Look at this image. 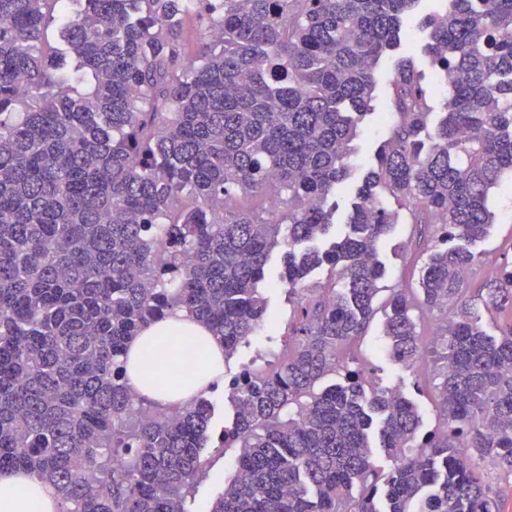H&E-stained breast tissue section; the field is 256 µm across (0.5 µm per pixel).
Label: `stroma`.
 <instances>
[{"label":"stroma","instance_id":"35a3bbf8","mask_svg":"<svg viewBox=\"0 0 512 512\" xmlns=\"http://www.w3.org/2000/svg\"><path fill=\"white\" fill-rule=\"evenodd\" d=\"M391 74L390 65H383L378 74V86L372 102L373 113L359 124L356 152L352 162L358 171H366L375 162V154L385 139L388 121L383 120L384 93ZM499 200L492 208L496 222L487 237L476 243L478 263L469 273L471 289H478L484 282L499 273L501 266L512 261V188L502 187ZM418 227L414 224L395 225L392 233L379 246L378 258L385 267L386 275L380 281L379 302H386L392 289L415 288L425 256L418 243ZM267 299L270 330H263L249 337L237 349L224 367L225 378H232L241 369L269 370L278 365L290 344L289 326L293 319V304L284 288L263 287ZM382 316H375L364 335L344 351L349 368L362 371L367 384L391 387L414 401L423 418V432L436 430L443 420L436 396L440 382L439 368L431 358H423L413 366L396 362L390 355L382 336ZM215 407L211 441L202 457L205 466L193 487L185 493V512H207L211 502L223 491L224 478L232 471L237 448L223 447L220 431L232 418V407L225 387L210 392Z\"/></svg>","mask_w":512,"mask_h":512}]
</instances>
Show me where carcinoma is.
<instances>
[{
    "label": "carcinoma",
    "instance_id": "obj_1",
    "mask_svg": "<svg viewBox=\"0 0 512 512\" xmlns=\"http://www.w3.org/2000/svg\"><path fill=\"white\" fill-rule=\"evenodd\" d=\"M82 2L71 15L65 0H0V476L50 483L58 512H184L214 404L153 411L121 358L176 309L232 357L266 322L279 248L296 339L274 369L233 378L221 440L240 454L209 512H500L482 464L512 473V323L495 338L482 313L512 307V264L475 295L468 273L490 193L512 182V0H441L425 16L448 95L435 107L425 71L397 57L393 121L360 178L378 65L422 0ZM49 3L61 48L46 59ZM192 7L213 40L194 61ZM243 194L284 211L260 220L232 206ZM403 219L435 233L420 240V304L392 289V357L420 359L418 320L454 310L438 330L444 422L426 434L414 402L340 362L376 314L377 248ZM324 264L332 281L306 294Z\"/></svg>",
    "mask_w": 512,
    "mask_h": 512
}]
</instances>
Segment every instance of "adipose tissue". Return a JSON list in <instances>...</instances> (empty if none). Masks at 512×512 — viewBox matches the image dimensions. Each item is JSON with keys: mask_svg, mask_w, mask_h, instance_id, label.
Segmentation results:
<instances>
[{"mask_svg": "<svg viewBox=\"0 0 512 512\" xmlns=\"http://www.w3.org/2000/svg\"><path fill=\"white\" fill-rule=\"evenodd\" d=\"M174 342L190 346L202 342L206 349L187 360L169 352L168 346ZM223 374L224 356L219 341L181 310L167 313L129 344V385L137 393L163 403L188 404L208 383L222 380ZM22 494L35 495L42 505L40 512H53V487L23 471L0 477V512H17Z\"/></svg>", "mask_w": 512, "mask_h": 512, "instance_id": "adipose-tissue-1", "label": "adipose tissue"}]
</instances>
